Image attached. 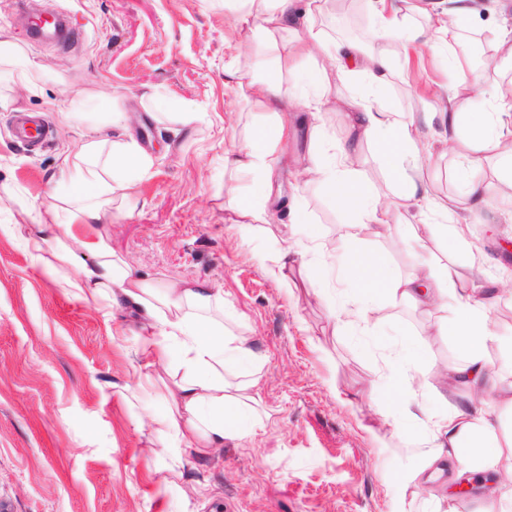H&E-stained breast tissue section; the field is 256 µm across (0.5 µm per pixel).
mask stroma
<instances>
[{
  "instance_id": "1",
  "label": "stroma",
  "mask_w": 512,
  "mask_h": 512,
  "mask_svg": "<svg viewBox=\"0 0 512 512\" xmlns=\"http://www.w3.org/2000/svg\"><path fill=\"white\" fill-rule=\"evenodd\" d=\"M19 0H0V34L43 66L37 90L14 85L0 107V225L19 224L20 200L43 198L60 154L79 132L107 128L115 111L155 159L130 214L113 213L100 232L112 250L154 285L204 283L224 304L266 364L254 407L263 425L204 458L175 456L153 422L168 404L163 386H144L149 368L135 357V312L78 302L0 232V512H391L398 473L412 454L394 434L399 400L380 375L379 351L339 329L336 301L326 296L302 246L288 228L299 203L328 243H339L353 218L318 186L300 191L296 170L309 139L296 129L277 147L272 200L277 219L242 233L228 191L248 184L224 157L269 113L237 91L230 70L267 58L246 41L234 16L238 0H48L83 34L63 52L31 43L18 20ZM319 30L330 40L364 39L373 26L367 0L352 9L323 4ZM461 66L448 72L426 48L412 53L408 83L391 87V104L419 109L418 91L435 81L473 96L471 67L485 68L495 90L512 94V73L495 70L501 50L493 27L463 31ZM159 90L196 113L178 134L144 112L141 94ZM84 91L80 129L61 127L58 112ZM37 112L52 130L49 145L30 152L12 132L14 113ZM458 158L432 148L433 194L458 197ZM474 249L462 264H480L486 282L512 276V218L488 205L471 226ZM402 274L417 258L397 223L368 237ZM292 263L270 274L280 251ZM379 314L414 334L438 314L407 303ZM179 477L162 503L153 499L169 467Z\"/></svg>"
}]
</instances>
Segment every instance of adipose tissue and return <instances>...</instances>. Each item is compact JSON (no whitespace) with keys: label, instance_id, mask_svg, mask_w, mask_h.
Returning a JSON list of instances; mask_svg holds the SVG:
<instances>
[{"label":"adipose tissue","instance_id":"ef3b65f1","mask_svg":"<svg viewBox=\"0 0 512 512\" xmlns=\"http://www.w3.org/2000/svg\"><path fill=\"white\" fill-rule=\"evenodd\" d=\"M241 2L244 10L237 21L246 25L247 38L264 41L277 31L292 35L293 80L282 83L277 65L268 60L247 75L257 104L273 113L275 122L256 125L232 155L233 168L251 178L247 191L231 190L235 210L253 222L268 223L276 147L297 126L280 106L286 102L307 110L314 117L307 127L313 148L297 172V183L321 185L354 222L333 251L304 208L293 206L288 216L293 230L309 245L308 263L324 289L340 293L347 314L344 328L376 335L373 309L383 301L408 300L441 311L436 333L448 336L457 351L448 366L424 369L416 360L417 347L431 339L432 333L424 331L414 344L396 338L383 360L382 378L404 402L393 416V431L417 449L398 474L392 512H411L407 488L418 479L436 482L448 460L474 474L495 472L497 479L487 485L477 512H512V427L492 423L483 410L466 405L471 394L491 390L495 409L512 415V383L491 378L488 372L491 351L512 360V336L501 332L493 316L496 295L475 297L474 276L424 258L412 275H402L381 252L363 244L364 234H379L393 214L405 244L417 242L421 224L435 214V237L454 253L471 246L469 216L493 198L512 205V97L495 95L464 107L437 87L421 94L420 116H406L390 104L387 91L407 72L396 67L384 48L391 39L407 47H432L449 66H456L460 31L487 9L504 49L496 66L512 71V0H492L488 7L482 0H427L420 25L406 23L397 0H368L374 24L367 45L324 41L314 20L318 0ZM331 71L360 86L358 95L342 101L347 133L341 140L328 139L326 125L319 120L329 103L325 78ZM41 74V66L22 56L12 41L0 39V83L33 87ZM423 126L449 153H464L468 167L461 181L467 214L432 194L417 146ZM368 145L380 155L397 197L394 205L381 200L359 167ZM488 151L498 159L492 186L475 180L471 171L480 154ZM154 164V157L127 134L124 113H113L110 131L82 134L74 152L63 156L46 198L22 204L32 232H22L17 224L4 230L40 264L47 279L73 298L139 313L144 338L138 351L153 358L170 378L175 405L156 423L169 433L174 448L202 456L254 434L260 419L251 406L252 391L260 383L265 360L250 337L235 329L220 292L204 283L151 286L113 253L100 232L113 204L137 200Z\"/></svg>","mask_w":512,"mask_h":512}]
</instances>
